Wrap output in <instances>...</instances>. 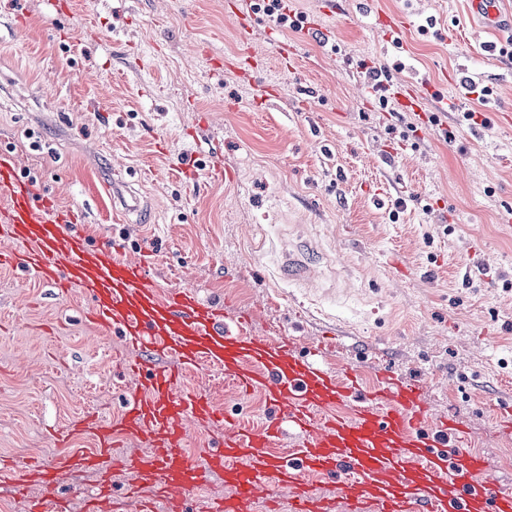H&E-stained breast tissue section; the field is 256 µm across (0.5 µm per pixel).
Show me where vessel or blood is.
<instances>
[{
    "instance_id": "obj_1",
    "label": "vessel or blood",
    "mask_w": 512,
    "mask_h": 512,
    "mask_svg": "<svg viewBox=\"0 0 512 512\" xmlns=\"http://www.w3.org/2000/svg\"><path fill=\"white\" fill-rule=\"evenodd\" d=\"M499 2L469 0V10L489 33H512V15L503 16ZM0 195L9 200L0 213V267L84 296L87 320L119 333L135 351L117 360L119 374L140 382L120 421L94 413L82 420L97 438L96 452L21 466L1 457L0 480L16 495L27 494L34 476L55 484L84 469L105 482L112 470L127 469L143 485L115 512H185L215 473L234 492L205 503L204 512H253L259 499L283 488L287 501L270 512H512V489L466 448L465 432L448 419L427 426L423 385L384 371L377 387H367L353 367L329 369L322 348L301 354L291 338L252 335L246 313L229 314L188 288L163 289L145 260L118 257L116 245L89 248L3 148ZM201 366L221 368L240 394L263 390V425L245 427L209 397L186 390L185 370ZM207 426L211 443L190 458V436ZM286 431L296 442L284 458L273 449ZM121 435L148 443L152 455L112 454ZM324 477L338 482L332 508L318 490Z\"/></svg>"
}]
</instances>
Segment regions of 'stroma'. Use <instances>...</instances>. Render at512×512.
Segmentation results:
<instances>
[{"label": "stroma", "mask_w": 512, "mask_h": 512, "mask_svg": "<svg viewBox=\"0 0 512 512\" xmlns=\"http://www.w3.org/2000/svg\"><path fill=\"white\" fill-rule=\"evenodd\" d=\"M0 0V148L26 179L73 211L72 232L119 244L150 274L249 314L260 336L316 348L367 385L379 370L426 385L432 422L467 432L512 486V60L467 0H378L404 12L387 35L362 0H292L317 35L279 28L249 0ZM294 44L293 60L278 53ZM417 85L419 108L363 100L366 67ZM488 87L509 123L459 126L421 112L428 77L456 97L455 75ZM457 129L445 143L439 121ZM222 153L231 174L187 177L183 156ZM313 246L320 289L283 277L288 251ZM124 339L83 318L77 295L0 269V456L18 463L89 451L77 418H114L135 379L114 376ZM188 389L258 425L262 391L240 397L217 369ZM70 430L55 441L56 430ZM96 473L76 471L27 497L0 483V502L85 512Z\"/></svg>", "instance_id": "1"}]
</instances>
